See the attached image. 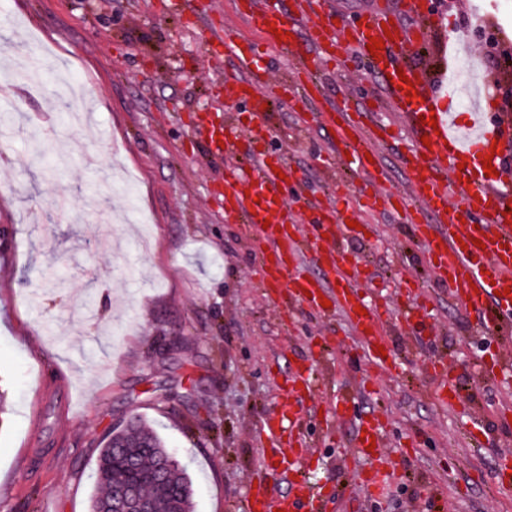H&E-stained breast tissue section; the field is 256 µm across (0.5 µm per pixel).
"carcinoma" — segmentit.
<instances>
[{
	"label": "carcinoma",
	"instance_id": "cac0c4a2",
	"mask_svg": "<svg viewBox=\"0 0 512 512\" xmlns=\"http://www.w3.org/2000/svg\"><path fill=\"white\" fill-rule=\"evenodd\" d=\"M167 455L169 450L164 439L139 416L131 417L129 422L113 430L96 465L89 512H112L117 489L135 479L149 480ZM164 479L161 485L151 484L154 512H171L174 500L178 502L179 512H192V480L188 469L173 465L165 470Z\"/></svg>",
	"mask_w": 512,
	"mask_h": 512
}]
</instances>
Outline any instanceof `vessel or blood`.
I'll use <instances>...</instances> for the list:
<instances>
[{
  "mask_svg": "<svg viewBox=\"0 0 512 512\" xmlns=\"http://www.w3.org/2000/svg\"><path fill=\"white\" fill-rule=\"evenodd\" d=\"M241 15L261 35L262 48H240L231 30L213 31L209 41L219 56H233L247 75L237 84V95L247 103L245 120L226 126L200 116L192 129L208 142L212 152L232 153L248 144V161L233 166L218 187L224 220L244 225L250 244L260 257V281L277 289L280 297L323 313L330 301L353 335L356 355L376 369L396 370L394 357H383L388 347L391 322L415 328L428 297L409 279L413 289L410 304L394 310L387 304L366 301L361 284V261L341 247L352 235L347 210L320 203L311 204L314 219L310 235H301L298 217L282 200L285 176L293 167L286 158L271 157L261 145L267 137L266 107L277 96L296 102L314 101L323 88L322 74L328 62L345 50L366 58L372 72L383 81L389 103L413 129L416 138L400 161L409 175L403 191L387 192L386 175L380 174L378 154L394 142L390 128L372 121L370 113L328 108L311 118L332 133L330 156L334 164L353 173L373 174L363 190L367 206L399 208L422 247L435 280L446 285L452 296L475 314L480 333L500 332L503 343L512 342V117L478 106L474 116L459 122L454 110V88L445 86L449 64L433 71L420 68L409 54L422 46L428 28L439 25L427 0H401L398 8L378 7L363 11L358 20L337 27L336 17L322 0H296L294 14L284 13L277 0H240ZM383 40L378 55L369 54L371 38ZM293 57L304 78L298 87H266V71L260 64L264 50ZM436 116L429 126L427 116ZM495 168L486 175L483 158ZM441 378L436 401L452 409L461 395L449 375L446 360L431 362ZM312 387L310 371L289 379V393L277 405V414L264 421L261 436L271 447L289 449L302 456L308 442L298 426L302 395ZM383 424L375 418L360 422L353 452L365 461L361 482L371 491H381L393 467L382 451ZM292 494L274 502L256 497L246 512H322L323 493L305 478L284 470Z\"/></svg>",
  "mask_w": 512,
  "mask_h": 512,
  "instance_id": "vessel-or-blood-1",
  "label": "vessel or blood"
}]
</instances>
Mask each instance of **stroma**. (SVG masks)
Segmentation results:
<instances>
[{"label": "stroma", "mask_w": 512, "mask_h": 512, "mask_svg": "<svg viewBox=\"0 0 512 512\" xmlns=\"http://www.w3.org/2000/svg\"><path fill=\"white\" fill-rule=\"evenodd\" d=\"M496 2H431L453 36L470 14L492 19L486 73L504 68L512 46V16ZM226 27L243 43L259 40L235 0H197L189 10L171 0H0V60H20L36 41L52 63L43 79L96 89L92 126L58 111L50 136L33 119L47 92L0 109L10 141L0 162V512H88L103 442L134 415L186 464L194 512H244L258 492L280 497L287 484L259 426L305 367L314 382L301 427L313 448L294 467L323 487L325 512H512V487L497 480L512 464V425L497 418L512 399V372L480 371L500 353L498 337L471 333V315L435 281L400 215L364 209L355 191L337 196L350 177L324 166L330 131L303 122L286 98L268 111L265 148L299 172L289 202L319 195L372 226V236L344 242L368 266L363 295L404 304L416 278L429 296V328L417 341L390 334L393 375L353 362L336 313L297 306L292 329L282 326L281 300L259 286L247 235L225 223L214 193L229 160L186 125L199 112L221 122L243 109L236 66L210 60L209 32ZM348 65V74H325L317 109L338 103L401 125L381 82L357 59ZM62 195L72 201L65 210L56 206ZM439 357L465 394L452 411L434 400L428 365ZM373 416L404 475L402 491L381 500L359 483L362 465L348 449ZM477 418L479 448L470 435Z\"/></svg>", "instance_id": "obj_1"}]
</instances>
